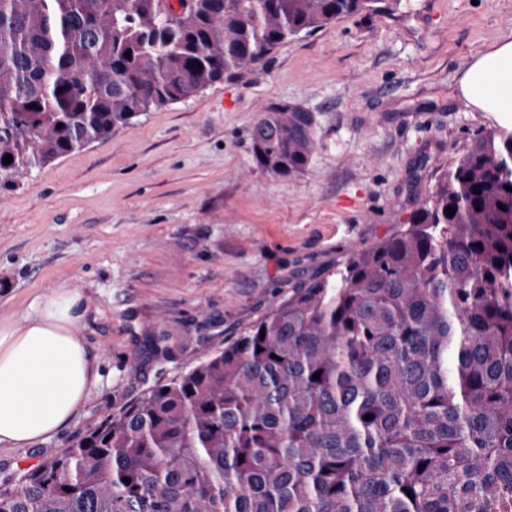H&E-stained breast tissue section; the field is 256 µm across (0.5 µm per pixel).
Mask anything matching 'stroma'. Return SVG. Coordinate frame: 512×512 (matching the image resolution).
Masks as SVG:
<instances>
[{"mask_svg":"<svg viewBox=\"0 0 512 512\" xmlns=\"http://www.w3.org/2000/svg\"><path fill=\"white\" fill-rule=\"evenodd\" d=\"M511 34L512 0H400L285 41L255 70L0 189V317L68 284L102 376L68 427L0 449V480L406 223L457 150L499 129L458 87ZM279 102L316 119L318 148L294 176L262 170L249 139Z\"/></svg>","mask_w":512,"mask_h":512,"instance_id":"stroma-1","label":"stroma"}]
</instances>
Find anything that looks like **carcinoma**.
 <instances>
[{
	"mask_svg": "<svg viewBox=\"0 0 512 512\" xmlns=\"http://www.w3.org/2000/svg\"><path fill=\"white\" fill-rule=\"evenodd\" d=\"M397 2L0 0V183ZM315 124L273 104L256 163L304 172ZM508 186L512 133H478L408 223L0 484V512H512Z\"/></svg>",
	"mask_w": 512,
	"mask_h": 512,
	"instance_id": "1",
	"label": "carcinoma"
}]
</instances>
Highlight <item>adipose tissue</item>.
<instances>
[{
	"instance_id": "adipose-tissue-1",
	"label": "adipose tissue",
	"mask_w": 512,
	"mask_h": 512,
	"mask_svg": "<svg viewBox=\"0 0 512 512\" xmlns=\"http://www.w3.org/2000/svg\"><path fill=\"white\" fill-rule=\"evenodd\" d=\"M459 98L512 128V36L469 65ZM76 300L61 285L22 321L0 320V448H26L53 435L99 385L96 358L74 333Z\"/></svg>"
}]
</instances>
